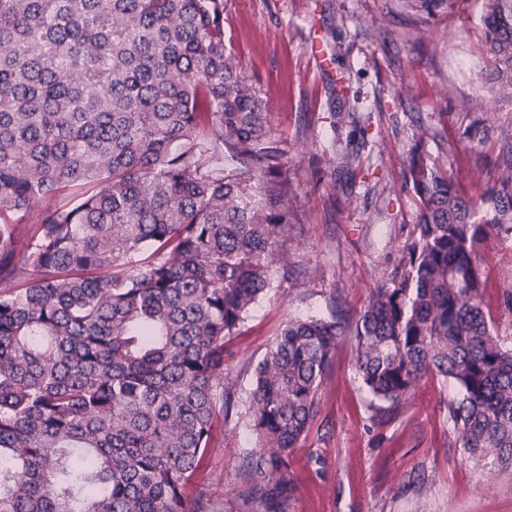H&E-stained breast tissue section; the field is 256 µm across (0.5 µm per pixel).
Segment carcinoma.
Listing matches in <instances>:
<instances>
[{"instance_id": "obj_1", "label": "carcinoma", "mask_w": 512, "mask_h": 512, "mask_svg": "<svg viewBox=\"0 0 512 512\" xmlns=\"http://www.w3.org/2000/svg\"><path fill=\"white\" fill-rule=\"evenodd\" d=\"M512 90V0H482ZM224 0H0V512H220L196 488L232 385L224 344L288 265L291 184ZM482 195L414 147L416 224L350 322L288 321L254 368L238 512H291L294 449L344 340L371 422L451 382L455 446L512 465V347L486 300L512 241V127ZM47 206L15 246V215ZM485 266L498 272L502 269H512V250L499 240L491 239L484 252Z\"/></svg>"}]
</instances>
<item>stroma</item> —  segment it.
<instances>
[{"instance_id":"obj_1","label":"stroma","mask_w":512,"mask_h":512,"mask_svg":"<svg viewBox=\"0 0 512 512\" xmlns=\"http://www.w3.org/2000/svg\"><path fill=\"white\" fill-rule=\"evenodd\" d=\"M480 10L481 0H224V45L269 100L270 134L286 153L294 230L287 268L274 269L224 354L235 390L202 483L223 512H236L234 475L253 446V369L277 333L325 313L333 294L357 318L399 260L416 216L407 150L420 145L474 198L495 175L512 95L491 76ZM455 396L452 384L421 381L403 419L376 431L343 345L295 452V512H512V469L454 445Z\"/></svg>"}]
</instances>
